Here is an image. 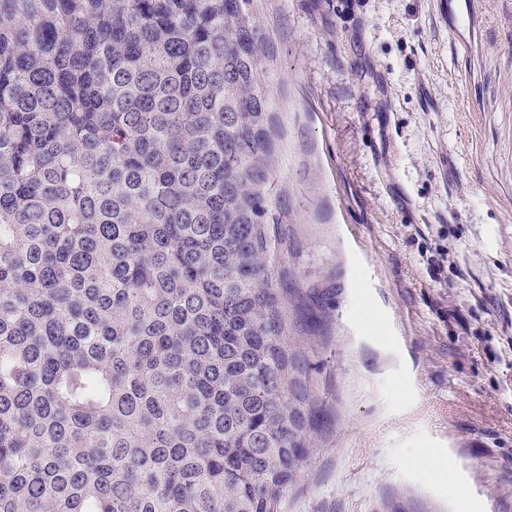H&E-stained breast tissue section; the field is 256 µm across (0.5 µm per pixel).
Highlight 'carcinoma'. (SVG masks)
I'll list each match as a JSON object with an SVG mask.
<instances>
[{
  "label": "carcinoma",
  "mask_w": 512,
  "mask_h": 512,
  "mask_svg": "<svg viewBox=\"0 0 512 512\" xmlns=\"http://www.w3.org/2000/svg\"><path fill=\"white\" fill-rule=\"evenodd\" d=\"M257 0H0V512H275L312 421Z\"/></svg>",
  "instance_id": "cac0c4a2"
}]
</instances>
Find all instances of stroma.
<instances>
[{"label":"stroma","instance_id":"obj_1","mask_svg":"<svg viewBox=\"0 0 512 512\" xmlns=\"http://www.w3.org/2000/svg\"><path fill=\"white\" fill-rule=\"evenodd\" d=\"M257 15L317 409L277 512H512V0Z\"/></svg>","mask_w":512,"mask_h":512}]
</instances>
